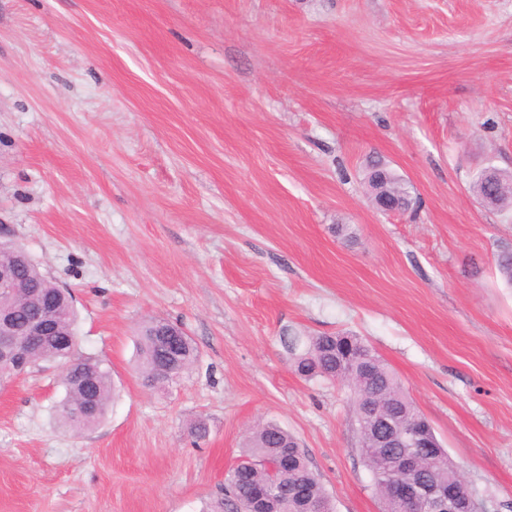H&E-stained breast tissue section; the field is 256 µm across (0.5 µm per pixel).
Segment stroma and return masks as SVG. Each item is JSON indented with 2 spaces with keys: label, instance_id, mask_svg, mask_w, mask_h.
<instances>
[{
  "label": "stroma",
  "instance_id": "obj_1",
  "mask_svg": "<svg viewBox=\"0 0 512 512\" xmlns=\"http://www.w3.org/2000/svg\"><path fill=\"white\" fill-rule=\"evenodd\" d=\"M372 158L413 209H376ZM487 168L512 174V0H0V227L118 389L75 432L62 362L0 387V512H201L263 422L335 512H382L349 389L284 342L339 331L512 512V212L474 195ZM153 317L199 351L166 391L134 369ZM367 181L371 194L372 189V176L375 174L383 173L386 177L385 190L395 195L394 201L404 209V211L412 209L415 204V198L412 197L409 186L399 175L392 169L384 164L380 159H373L368 164ZM383 212L386 213H399L402 209L396 205H387Z\"/></svg>",
  "mask_w": 512,
  "mask_h": 512
}]
</instances>
